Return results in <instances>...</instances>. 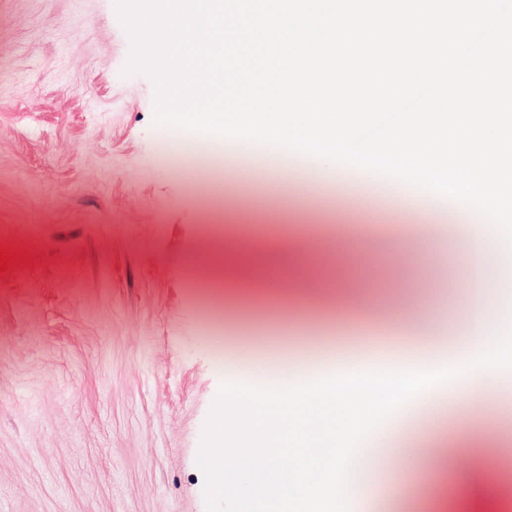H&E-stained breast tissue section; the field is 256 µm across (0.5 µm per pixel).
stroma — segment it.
Listing matches in <instances>:
<instances>
[{"label":"stroma","instance_id":"35a3bbf8","mask_svg":"<svg viewBox=\"0 0 512 512\" xmlns=\"http://www.w3.org/2000/svg\"><path fill=\"white\" fill-rule=\"evenodd\" d=\"M115 0H0V243L43 262L0 275V512H206L197 464L221 362L279 344L431 340L458 314L464 236L428 204L331 195L298 160L193 168L153 125L155 84L126 73ZM291 247L297 261L273 272ZM358 512H512V410L442 395L407 421ZM496 448L484 485L458 489L438 448Z\"/></svg>","mask_w":512,"mask_h":512}]
</instances>
